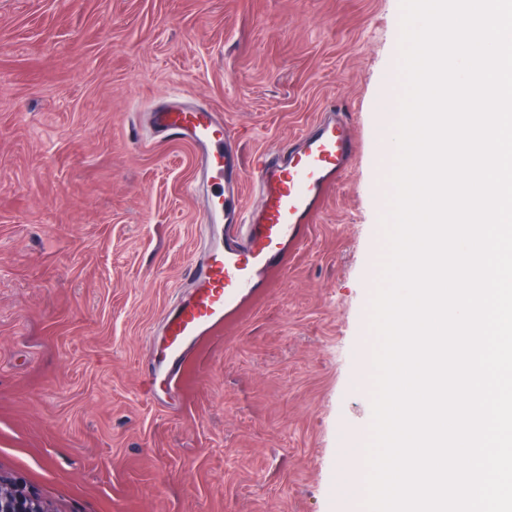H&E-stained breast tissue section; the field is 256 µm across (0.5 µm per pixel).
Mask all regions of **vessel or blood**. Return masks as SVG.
<instances>
[{"label":"vessel or blood","mask_w":512,"mask_h":512,"mask_svg":"<svg viewBox=\"0 0 512 512\" xmlns=\"http://www.w3.org/2000/svg\"><path fill=\"white\" fill-rule=\"evenodd\" d=\"M149 122L161 137L192 148L206 190L201 254L183 270L189 291L166 310L162 345L143 378L144 395L159 404L179 394L204 341L271 288L358 146L348 117L324 118L247 167L223 118L208 106L177 94L157 103ZM245 183L259 195L256 208L242 204L239 188Z\"/></svg>","instance_id":"1"}]
</instances>
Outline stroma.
<instances>
[{
    "label": "stroma",
    "mask_w": 512,
    "mask_h": 512,
    "mask_svg": "<svg viewBox=\"0 0 512 512\" xmlns=\"http://www.w3.org/2000/svg\"><path fill=\"white\" fill-rule=\"evenodd\" d=\"M401 0H0V475L51 512H342L371 438V301ZM182 90L245 159L321 114L358 155L267 295L160 408L141 367L196 258L194 157L137 113Z\"/></svg>",
    "instance_id": "stroma-1"
}]
</instances>
